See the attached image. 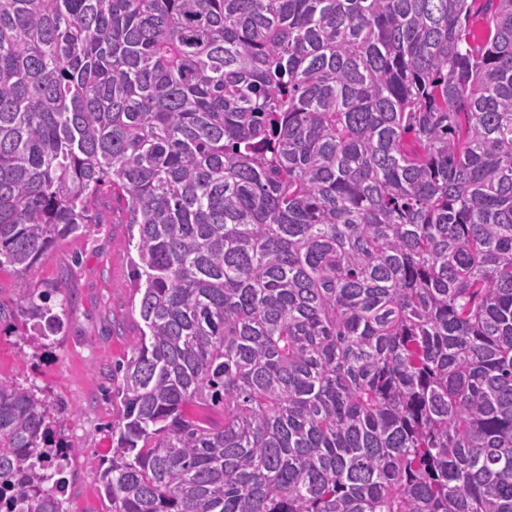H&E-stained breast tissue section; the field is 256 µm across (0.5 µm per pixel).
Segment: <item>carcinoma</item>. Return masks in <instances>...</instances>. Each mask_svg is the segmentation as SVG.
<instances>
[{
    "mask_svg": "<svg viewBox=\"0 0 512 512\" xmlns=\"http://www.w3.org/2000/svg\"><path fill=\"white\" fill-rule=\"evenodd\" d=\"M105 187L112 512H512V0H0V268ZM50 418L0 375V512H66Z\"/></svg>",
    "mask_w": 512,
    "mask_h": 512,
    "instance_id": "1",
    "label": "carcinoma"
}]
</instances>
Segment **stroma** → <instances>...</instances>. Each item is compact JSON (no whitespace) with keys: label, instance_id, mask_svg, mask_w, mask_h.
Masks as SVG:
<instances>
[{"label":"stroma","instance_id":"1","mask_svg":"<svg viewBox=\"0 0 512 512\" xmlns=\"http://www.w3.org/2000/svg\"><path fill=\"white\" fill-rule=\"evenodd\" d=\"M96 210L97 223L57 240L28 275L0 269V375L41 389L57 406V437L80 450L65 472L67 512H109L99 477L112 457V374L141 325L129 227L110 192ZM27 288L54 289L66 305L51 340L36 336L18 310Z\"/></svg>","mask_w":512,"mask_h":512}]
</instances>
